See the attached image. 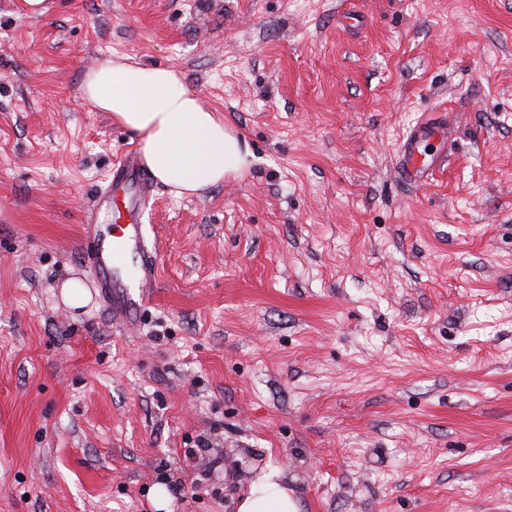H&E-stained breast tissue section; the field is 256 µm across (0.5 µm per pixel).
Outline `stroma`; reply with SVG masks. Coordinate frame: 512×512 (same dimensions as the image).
Returning a JSON list of instances; mask_svg holds the SVG:
<instances>
[{"label": "stroma", "mask_w": 512, "mask_h": 512, "mask_svg": "<svg viewBox=\"0 0 512 512\" xmlns=\"http://www.w3.org/2000/svg\"><path fill=\"white\" fill-rule=\"evenodd\" d=\"M0 0V512H512V0ZM177 70L252 153L143 222L114 323L79 249L137 149L106 59ZM432 178L397 174L421 121ZM69 280L90 294L72 308ZM285 480L280 469L270 468L238 497L235 512H299V500Z\"/></svg>", "instance_id": "35a3bbf8"}]
</instances>
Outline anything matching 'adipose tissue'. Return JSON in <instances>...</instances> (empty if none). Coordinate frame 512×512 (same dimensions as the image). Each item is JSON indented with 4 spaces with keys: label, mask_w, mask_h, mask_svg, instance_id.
<instances>
[{
    "label": "adipose tissue",
    "mask_w": 512,
    "mask_h": 512,
    "mask_svg": "<svg viewBox=\"0 0 512 512\" xmlns=\"http://www.w3.org/2000/svg\"><path fill=\"white\" fill-rule=\"evenodd\" d=\"M83 93L130 133L146 167L175 196L223 184L247 166L246 141L175 69L108 60L86 75ZM235 512H300V506L283 472L272 468L243 491Z\"/></svg>",
    "instance_id": "1"
}]
</instances>
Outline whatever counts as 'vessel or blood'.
<instances>
[{
  "label": "vessel or blood",
  "instance_id": "obj_1",
  "mask_svg": "<svg viewBox=\"0 0 512 512\" xmlns=\"http://www.w3.org/2000/svg\"><path fill=\"white\" fill-rule=\"evenodd\" d=\"M436 134V128L428 124L411 132L400 150L399 174L403 180L413 184L428 180L432 165L417 157L416 145ZM153 190L136 153L126 152L114 165L111 182L99 196L111 230H103L93 222L83 227V259L93 274L94 284L113 319L127 326L140 319L149 290L158 278V253L148 246L142 222Z\"/></svg>",
  "mask_w": 512,
  "mask_h": 512
}]
</instances>
